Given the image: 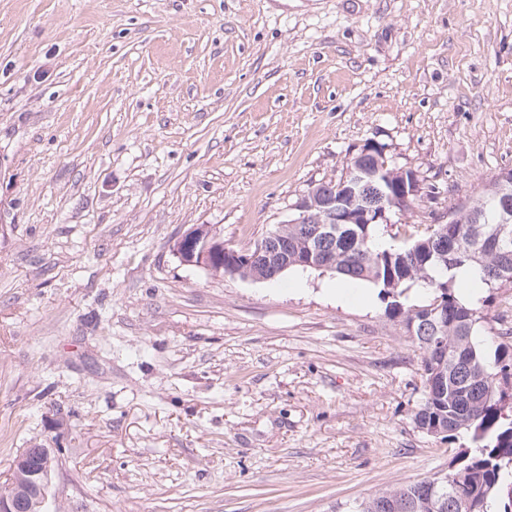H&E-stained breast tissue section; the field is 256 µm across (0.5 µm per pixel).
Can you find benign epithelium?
Masks as SVG:
<instances>
[{"mask_svg": "<svg viewBox=\"0 0 512 512\" xmlns=\"http://www.w3.org/2000/svg\"><path fill=\"white\" fill-rule=\"evenodd\" d=\"M418 174L408 167H397L386 182L389 193H380L377 203L362 202L358 211L359 224H384L388 222L385 201L398 196L409 199L418 193ZM315 189L301 195L293 205L291 224H310L306 249L303 254H295L288 246V239L280 232V226L268 230L255 247L236 250L224 244V240L214 236L202 227L186 231L178 241V255L186 264L210 267L218 264L224 274L243 279L270 280L292 266H310L329 271L333 264L325 258V246L336 241L340 225L346 223L342 201L332 199L317 204L310 201ZM321 209L313 217L311 212ZM512 240V207H502L499 223L493 225L490 243L497 249ZM54 460L49 449L32 445L20 452L13 463L18 479L0 486V512H44L47 504L48 488Z\"/></svg>", "mask_w": 512, "mask_h": 512, "instance_id": "7a95c632", "label": "benign epithelium"}]
</instances>
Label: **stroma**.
<instances>
[{
    "mask_svg": "<svg viewBox=\"0 0 512 512\" xmlns=\"http://www.w3.org/2000/svg\"><path fill=\"white\" fill-rule=\"evenodd\" d=\"M373 139L435 192L416 238L512 168V0H0V481L49 512H342L447 473L423 353L334 275L247 249ZM512 354V288H482ZM33 457L40 467L30 465ZM54 460L48 448L33 444L20 452L13 463L18 479L0 486V512H44Z\"/></svg>",
    "mask_w": 512,
    "mask_h": 512,
    "instance_id": "35a3bbf8",
    "label": "stroma"
}]
</instances>
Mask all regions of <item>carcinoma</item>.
Returning <instances> with one entry per match:
<instances>
[{
    "label": "carcinoma",
    "mask_w": 512,
    "mask_h": 512,
    "mask_svg": "<svg viewBox=\"0 0 512 512\" xmlns=\"http://www.w3.org/2000/svg\"><path fill=\"white\" fill-rule=\"evenodd\" d=\"M502 198L497 180L478 195L450 212L455 223L446 225L448 254L428 246L433 233L404 240L388 247L375 244L377 225L344 224L342 228L358 240L338 235L335 243L336 266L332 274L354 285L378 289V296L395 294L388 301L389 315L409 328L412 316L424 314L441 299L447 356H438L433 344L416 335L423 352L424 401L414 420L421 430L448 429L446 438L464 432L473 451L448 475L433 476L386 491L355 503L345 512H442L437 503L443 495H459L467 503L464 512H512V358L489 357V337L484 306L478 295L461 301L459 286L450 275L469 268L475 279L489 288L504 282L498 273L512 271L511 257L492 251L485 241L490 225L498 222ZM410 263L412 275L402 278L400 269ZM422 283L430 290V300L422 305L409 301L408 291Z\"/></svg>",
    "instance_id": "carcinoma-1"
}]
</instances>
